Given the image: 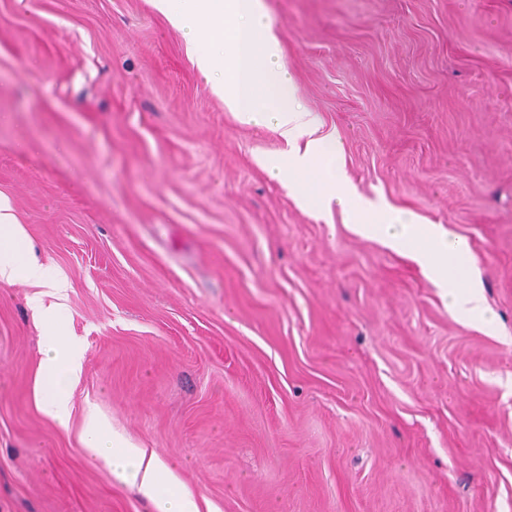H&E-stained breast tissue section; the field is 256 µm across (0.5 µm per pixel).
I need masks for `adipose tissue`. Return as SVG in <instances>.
<instances>
[{
	"label": "adipose tissue",
	"mask_w": 512,
	"mask_h": 512,
	"mask_svg": "<svg viewBox=\"0 0 512 512\" xmlns=\"http://www.w3.org/2000/svg\"><path fill=\"white\" fill-rule=\"evenodd\" d=\"M167 22L187 41L191 60L213 95L240 122L272 129L285 150L267 157L266 171L311 211L339 206L355 230L378 237L390 247L412 249L425 277L448 293L450 306L466 320L492 322L478 283L463 261L464 247L448 239L434 224H418L409 216L388 213L363 199L346 180L340 165L341 141L322 132L316 117L295 101L293 80L281 65V45L267 20L264 0H151ZM0 281L26 282L62 291L64 284L51 265L39 262L32 244L7 199L0 197ZM48 332L40 362L37 393L43 413L59 426L71 416L69 390L81 366L82 352L62 336V310H40ZM84 445L112 460V471L138 487L156 512H199L189 492L180 490L172 469L156 454L130 448L103 429L95 412L84 422Z\"/></svg>",
	"instance_id": "obj_1"
}]
</instances>
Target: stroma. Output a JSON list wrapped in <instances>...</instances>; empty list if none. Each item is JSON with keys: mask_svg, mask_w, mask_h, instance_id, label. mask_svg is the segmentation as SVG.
I'll return each instance as SVG.
<instances>
[{"mask_svg": "<svg viewBox=\"0 0 512 512\" xmlns=\"http://www.w3.org/2000/svg\"><path fill=\"white\" fill-rule=\"evenodd\" d=\"M264 2L346 176L466 241L494 330L289 195L149 0H0V195L83 349L64 430L0 281V512H155L91 409L211 512H512V0Z\"/></svg>", "mask_w": 512, "mask_h": 512, "instance_id": "obj_1", "label": "stroma"}]
</instances>
